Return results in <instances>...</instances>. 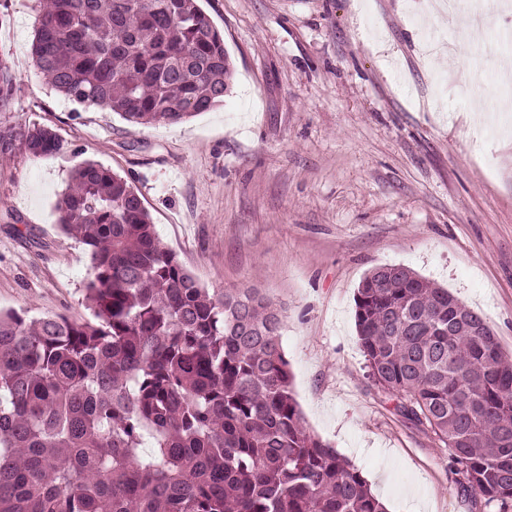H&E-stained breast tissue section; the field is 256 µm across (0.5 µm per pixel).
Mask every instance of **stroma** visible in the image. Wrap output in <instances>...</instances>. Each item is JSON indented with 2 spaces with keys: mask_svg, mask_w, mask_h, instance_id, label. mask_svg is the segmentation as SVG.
<instances>
[{
  "mask_svg": "<svg viewBox=\"0 0 512 512\" xmlns=\"http://www.w3.org/2000/svg\"><path fill=\"white\" fill-rule=\"evenodd\" d=\"M40 0H0V57L17 73L0 124H40L68 145L0 157V309L93 315L86 247L59 226L74 170L127 178L155 232L206 288L258 289L308 429L388 512H472L432 434L367 375L354 322L362 278L402 264L481 313L512 358V79L498 0L471 53H429L410 0H201L233 76L222 105L179 124L133 125L74 103L34 67ZM494 120L475 125L474 101Z\"/></svg>",
  "mask_w": 512,
  "mask_h": 512,
  "instance_id": "obj_1",
  "label": "stroma"
}]
</instances>
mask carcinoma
Instances as JSON below:
<instances>
[{"mask_svg": "<svg viewBox=\"0 0 512 512\" xmlns=\"http://www.w3.org/2000/svg\"><path fill=\"white\" fill-rule=\"evenodd\" d=\"M30 54L57 92L141 125L212 110L232 76L198 0H52ZM17 84L0 58V113ZM17 148L66 150L49 127L0 125V154ZM58 210L87 248L95 321L0 312V512H386L305 426L267 296L210 293L96 162ZM354 318L373 384L445 449L475 512H508L512 360L484 318L401 265L363 278Z\"/></svg>", "mask_w": 512, "mask_h": 512, "instance_id": "cac0c4a2", "label": "carcinoma"}]
</instances>
